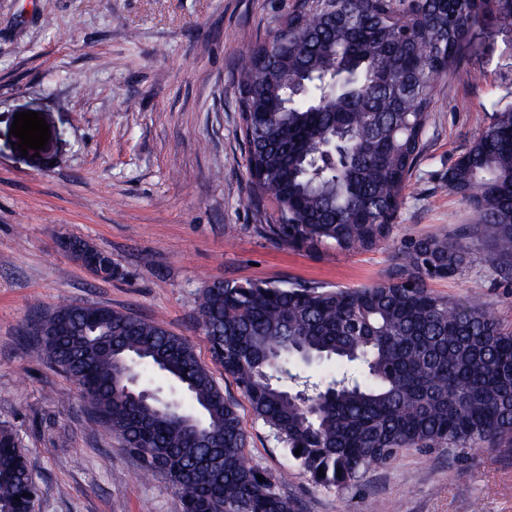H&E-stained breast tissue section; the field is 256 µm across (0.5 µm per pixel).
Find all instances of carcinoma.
Here are the masks:
<instances>
[{"label": "carcinoma", "mask_w": 512, "mask_h": 512, "mask_svg": "<svg viewBox=\"0 0 512 512\" xmlns=\"http://www.w3.org/2000/svg\"><path fill=\"white\" fill-rule=\"evenodd\" d=\"M489 14L511 28L512 0H295L240 63L261 230L344 256L393 241L440 82ZM446 186L476 215L463 236L489 244L493 272L511 281L512 107L470 141ZM469 258L445 232L401 242L368 286L214 281L197 322L311 483L348 493L408 448L512 447V324L428 287ZM37 331L100 423L176 488L182 512H298L279 480L249 464L238 404L185 337L100 304H64ZM146 371L179 395L128 394ZM37 495L18 438L0 428V512H33Z\"/></svg>", "instance_id": "obj_1"}]
</instances>
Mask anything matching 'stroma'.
I'll return each mask as SVG.
<instances>
[{"label":"stroma","instance_id":"1","mask_svg":"<svg viewBox=\"0 0 512 512\" xmlns=\"http://www.w3.org/2000/svg\"><path fill=\"white\" fill-rule=\"evenodd\" d=\"M292 0H0V428L15 432L39 488L34 512H181L173 486L90 421L76 386L32 335L61 303H95L161 321L210 363L198 327L216 280L380 281L393 246L309 252L257 230L240 130L237 63ZM479 50L441 86L397 219V239L472 223L448 193L449 167L493 112L512 107V30L493 16ZM483 73L475 84L471 74ZM34 111L51 137L18 151L14 116ZM81 238L114 274L88 272L59 242ZM432 289L512 320V281L490 274L486 244ZM247 455L301 512H512V448L401 452L357 490L316 488L248 404Z\"/></svg>","mask_w":512,"mask_h":512}]
</instances>
